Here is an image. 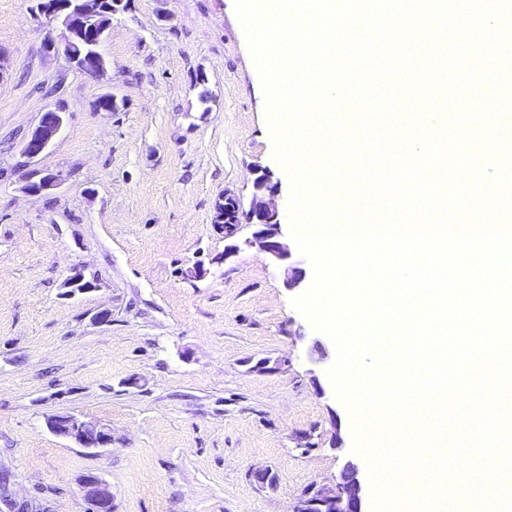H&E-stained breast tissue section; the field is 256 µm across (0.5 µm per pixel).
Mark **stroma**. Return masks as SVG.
Masks as SVG:
<instances>
[{"mask_svg": "<svg viewBox=\"0 0 512 512\" xmlns=\"http://www.w3.org/2000/svg\"><path fill=\"white\" fill-rule=\"evenodd\" d=\"M33 5L0 0V473L11 493L86 512L78 480L93 472L114 512H292L354 460L373 501L370 458L329 374L336 345L293 304L304 288L246 246L250 227L230 259L212 228L224 195L250 201L255 169L276 182L287 225L296 188L274 156L236 0H130L97 79L44 51ZM431 82L440 111L484 130L482 165L462 167L478 207L499 160L488 112L503 91L480 77L460 89L447 67ZM104 92L118 111L93 110ZM50 106L65 126L39 166L66 182L26 195L21 140ZM196 264L203 278L188 276ZM77 268L98 286L70 296ZM104 309L109 323L94 322ZM59 412L107 426L111 445L92 453L55 436L45 419ZM260 470L273 486H259Z\"/></svg>", "mask_w": 512, "mask_h": 512, "instance_id": "35a3bbf8", "label": "stroma"}]
</instances>
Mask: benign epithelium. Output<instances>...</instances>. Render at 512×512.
<instances>
[{
  "instance_id": "benign-epithelium-1",
  "label": "benign epithelium",
  "mask_w": 512,
  "mask_h": 512,
  "mask_svg": "<svg viewBox=\"0 0 512 512\" xmlns=\"http://www.w3.org/2000/svg\"><path fill=\"white\" fill-rule=\"evenodd\" d=\"M100 0H35L33 10L54 24L44 42L48 52L64 56L66 61L80 70L86 56L78 48L80 32L94 36V53L105 58L103 44L107 30H95ZM65 125V113L58 108H49L42 113L32 131L23 139L21 156L29 167L25 184H34L35 190L24 193L38 195L57 191L66 181L60 172L53 173L37 167L38 161L61 134ZM277 184L270 181L266 173L257 175L252 182V199L249 206L232 196L224 197V214L212 220L214 232L228 240L224 246V259L238 254L239 245L235 237L239 227L246 224L252 228L246 240L250 247L287 269L286 285L299 286L305 278L303 270L296 266L293 254L284 242V229L276 198ZM48 429L54 435L70 440L80 448L96 450L112 445V431L104 425L85 421L74 414L53 415L48 419ZM88 512H112V487L93 473L79 480ZM0 503L8 506V512H33L34 505L17 499L9 490L0 489ZM293 512H365L363 510L362 484L358 466L347 465L342 482L335 490L311 488L298 500Z\"/></svg>"
}]
</instances>
